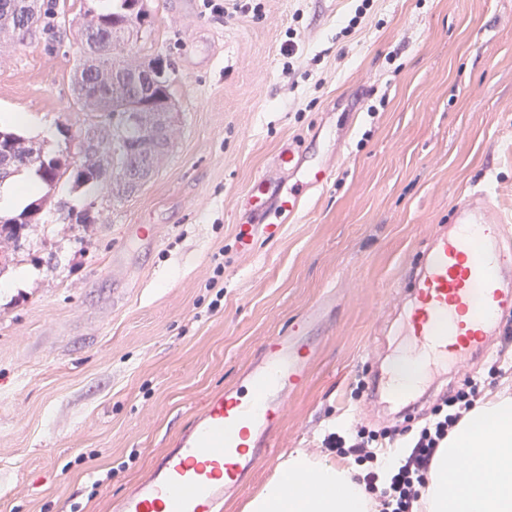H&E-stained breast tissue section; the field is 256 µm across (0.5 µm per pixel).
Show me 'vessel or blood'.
I'll return each mask as SVG.
<instances>
[{
	"label": "vessel or blood",
	"instance_id": "1",
	"mask_svg": "<svg viewBox=\"0 0 512 512\" xmlns=\"http://www.w3.org/2000/svg\"><path fill=\"white\" fill-rule=\"evenodd\" d=\"M279 171L298 185L280 195V213L296 214L304 187H320L330 170L304 165L293 145L275 157ZM271 187L267 175L256 177L247 194L254 210L266 209ZM448 230L427 244L413 276V301L401 333L419 352L444 358L475 357L487 339L500 335L512 315V222L497 204L494 191L475 188L457 201ZM275 223L242 224L237 240L252 251L256 235L278 237ZM304 327L270 337L261 356L242 375L239 386L209 394L201 410L173 447L157 455L147 476L115 505V512H222L225 496L254 477L274 453L272 438L288 393L302 388L309 369Z\"/></svg>",
	"mask_w": 512,
	"mask_h": 512
}]
</instances>
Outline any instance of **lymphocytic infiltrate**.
<instances>
[{
	"label": "lymphocytic infiltrate",
	"mask_w": 512,
	"mask_h": 512,
	"mask_svg": "<svg viewBox=\"0 0 512 512\" xmlns=\"http://www.w3.org/2000/svg\"><path fill=\"white\" fill-rule=\"evenodd\" d=\"M480 394L481 382L472 376L442 397L431 418L418 430L399 424L379 434L355 429L342 435H328L325 445L340 459L354 460L360 466L359 479L375 499L378 512H417L421 490L437 449L472 409ZM400 442L405 443L406 452L399 466L389 478H380L377 449Z\"/></svg>",
	"instance_id": "1"
}]
</instances>
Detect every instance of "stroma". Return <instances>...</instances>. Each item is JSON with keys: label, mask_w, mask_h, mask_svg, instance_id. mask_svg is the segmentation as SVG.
Listing matches in <instances>:
<instances>
[{"label": "stroma", "mask_w": 512, "mask_h": 512, "mask_svg": "<svg viewBox=\"0 0 512 512\" xmlns=\"http://www.w3.org/2000/svg\"><path fill=\"white\" fill-rule=\"evenodd\" d=\"M243 2L228 19L225 0H148L120 53L161 59L171 150L129 195L61 179L0 265V512H111L204 398L308 313L309 382L285 402L276 456L224 512H244L289 453L325 455L331 432L419 423L469 374L486 396L512 386L499 337L432 374L430 402L389 398L421 248L471 187L512 209V0H371L355 26L360 0ZM76 50L70 26L0 43V113L34 115L19 133L49 153L106 127L76 102ZM289 140L334 176L277 241L241 252L238 225L259 221L244 197ZM132 224L156 225L158 246L129 240Z\"/></svg>", "instance_id": "1"}]
</instances>
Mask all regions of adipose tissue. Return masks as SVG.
<instances>
[{"label":"adipose tissue","instance_id":"adipose-tissue-1","mask_svg":"<svg viewBox=\"0 0 512 512\" xmlns=\"http://www.w3.org/2000/svg\"><path fill=\"white\" fill-rule=\"evenodd\" d=\"M420 503L422 512H512V390L476 405L449 434ZM374 506L353 466L298 451L244 512H374Z\"/></svg>","mask_w":512,"mask_h":512}]
</instances>
